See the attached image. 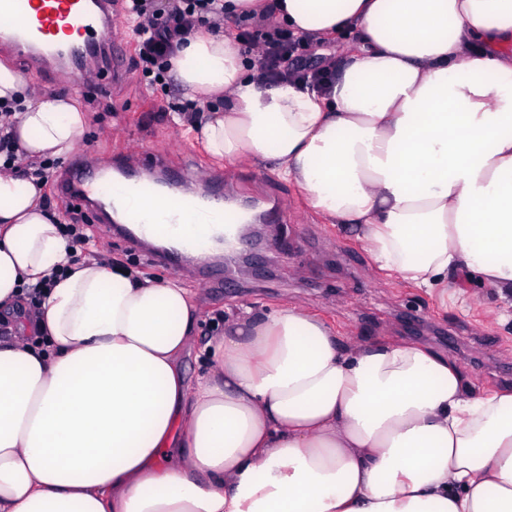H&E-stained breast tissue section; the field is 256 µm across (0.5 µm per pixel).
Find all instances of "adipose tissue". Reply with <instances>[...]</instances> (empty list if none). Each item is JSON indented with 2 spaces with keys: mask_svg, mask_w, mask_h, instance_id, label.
Here are the masks:
<instances>
[{
  "mask_svg": "<svg viewBox=\"0 0 512 512\" xmlns=\"http://www.w3.org/2000/svg\"><path fill=\"white\" fill-rule=\"evenodd\" d=\"M343 40L326 90L250 77L202 31L172 76L224 107L198 124L228 163L273 161L308 206L356 225L380 271L512 297V0H224ZM26 161L69 155L86 114L0 62ZM33 176L0 171V512H512V389L474 392L421 343L363 344L297 304L227 317L212 363L175 276L75 259ZM53 287H46V280Z\"/></svg>",
  "mask_w": 512,
  "mask_h": 512,
  "instance_id": "adipose-tissue-1",
  "label": "adipose tissue"
}]
</instances>
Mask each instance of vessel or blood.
Wrapping results in <instances>:
<instances>
[{
	"label": "vessel or blood",
	"instance_id": "1",
	"mask_svg": "<svg viewBox=\"0 0 512 512\" xmlns=\"http://www.w3.org/2000/svg\"><path fill=\"white\" fill-rule=\"evenodd\" d=\"M121 24L115 0H0V51L15 55L44 77L89 66L117 77L129 43L111 38L110 31ZM56 188L102 216L120 211L123 223L136 230L132 245L162 235L172 238L174 247L157 258L174 267L194 255L206 258L216 229L229 234L235 227V214L224 204V176L218 171L179 169L160 216L140 205L143 198L157 195V181L132 174L124 159L102 168L91 155L80 154Z\"/></svg>",
	"mask_w": 512,
	"mask_h": 512
}]
</instances>
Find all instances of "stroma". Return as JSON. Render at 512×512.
<instances>
[{"label": "stroma", "mask_w": 512, "mask_h": 512, "mask_svg": "<svg viewBox=\"0 0 512 512\" xmlns=\"http://www.w3.org/2000/svg\"><path fill=\"white\" fill-rule=\"evenodd\" d=\"M32 88L38 94L63 93L78 100L87 117L80 145L91 149L98 162L129 157L140 165L160 156L174 168L219 170L233 202L243 207L269 200L282 214V221L268 230L269 247L257 249L245 241L238 246L256 258V274L205 284L194 270L181 271L201 311L193 346L182 361L188 379L207 369L203 346L218 333L219 319L245 306L260 312L294 303L324 318L344 337L362 342L409 339L439 350L475 390L512 385V300L464 278L443 297L378 273L352 227L326 223L294 184L268 168L224 164L192 133L176 126L171 109L186 95L180 85L166 91L150 85L130 64L116 83L79 72L67 82L33 78ZM86 220L100 259H121L150 278L168 275L167 267L142 262L136 250L102 225L96 212H89Z\"/></svg>", "instance_id": "35a3bbf8"}]
</instances>
